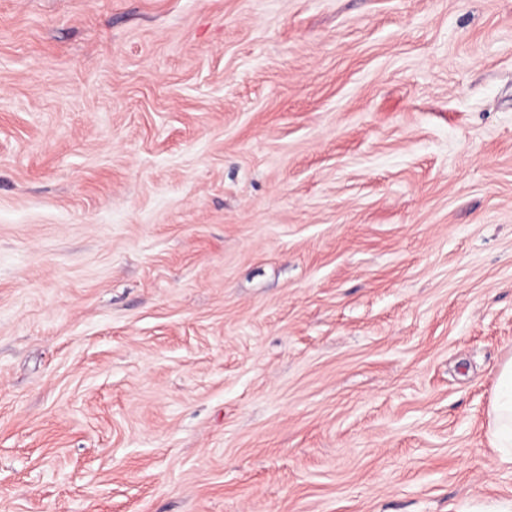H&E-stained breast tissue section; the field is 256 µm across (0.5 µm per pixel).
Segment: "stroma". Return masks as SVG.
<instances>
[{
    "mask_svg": "<svg viewBox=\"0 0 512 512\" xmlns=\"http://www.w3.org/2000/svg\"><path fill=\"white\" fill-rule=\"evenodd\" d=\"M512 357V0H0V512H472Z\"/></svg>",
    "mask_w": 512,
    "mask_h": 512,
    "instance_id": "1",
    "label": "stroma"
}]
</instances>
